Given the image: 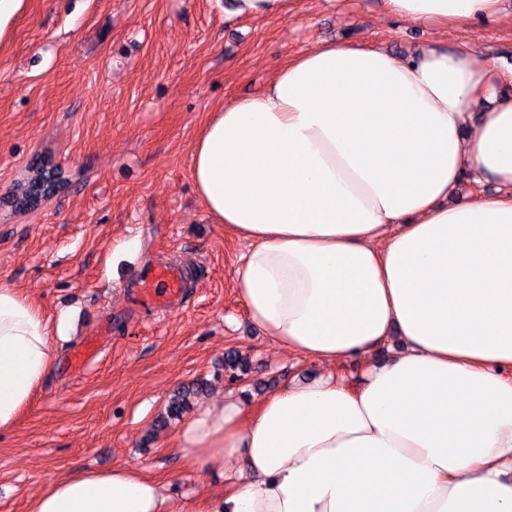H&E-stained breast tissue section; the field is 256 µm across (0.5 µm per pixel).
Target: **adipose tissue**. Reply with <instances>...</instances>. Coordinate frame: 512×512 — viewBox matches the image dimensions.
<instances>
[{"label":"adipose tissue","mask_w":512,"mask_h":512,"mask_svg":"<svg viewBox=\"0 0 512 512\" xmlns=\"http://www.w3.org/2000/svg\"><path fill=\"white\" fill-rule=\"evenodd\" d=\"M501 0H384L421 26ZM512 70L461 48L398 57L325 44L211 112L196 191L248 244L232 283L250 320L323 374L200 408L186 463L224 473L197 512H512ZM494 191L449 204L464 175ZM61 324L0 287V429L56 360ZM398 338L399 351L377 360ZM29 512H173L115 467L51 480Z\"/></svg>","instance_id":"obj_1"}]
</instances>
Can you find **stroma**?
Masks as SVG:
<instances>
[{"label": "stroma", "mask_w": 512, "mask_h": 512, "mask_svg": "<svg viewBox=\"0 0 512 512\" xmlns=\"http://www.w3.org/2000/svg\"><path fill=\"white\" fill-rule=\"evenodd\" d=\"M236 0H23L0 35V286L63 319L58 359L32 403L0 430V512H28L48 481L121 466L161 481L193 512L219 497V473L186 465L171 393L204 382L191 409L248 388L255 399L318 374L272 343L232 287L244 242L199 199L193 144L209 112L260 93L291 58L331 42L380 43L400 57L460 46L512 67V0L493 20L438 30L389 17L383 0H292L280 16ZM66 188L37 209L13 197L34 159ZM184 270L185 301L138 313L139 280ZM106 332L81 372L70 356ZM250 361L242 381L224 353Z\"/></svg>", "instance_id": "stroma-1"}]
</instances>
